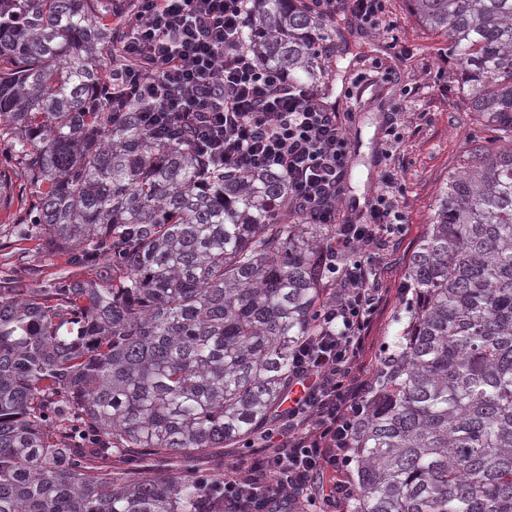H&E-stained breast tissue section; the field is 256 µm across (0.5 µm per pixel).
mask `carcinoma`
I'll return each mask as SVG.
<instances>
[{
  "mask_svg": "<svg viewBox=\"0 0 512 512\" xmlns=\"http://www.w3.org/2000/svg\"><path fill=\"white\" fill-rule=\"evenodd\" d=\"M408 5L508 143L467 154L411 254L352 512H512V0ZM247 9L261 65L321 78L301 0ZM120 42L112 0H0V181L30 197L10 233L101 270L0 284V512H199L194 462L265 424L324 302L329 228L288 223L284 176L112 121Z\"/></svg>",
  "mask_w": 512,
  "mask_h": 512,
  "instance_id": "obj_1",
  "label": "carcinoma"
}]
</instances>
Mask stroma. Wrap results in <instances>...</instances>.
Here are the masks:
<instances>
[{"label":"stroma","mask_w":512,"mask_h":512,"mask_svg":"<svg viewBox=\"0 0 512 512\" xmlns=\"http://www.w3.org/2000/svg\"><path fill=\"white\" fill-rule=\"evenodd\" d=\"M387 8L398 24L396 45L386 33L356 28L342 13L323 26L322 86L350 146L337 220L357 219L387 166H395L404 188L399 202L404 228L383 252L386 285L395 289L432 222L449 172L471 148L491 145L494 134L468 110L456 64L446 59L447 37L423 28L406 0H389ZM405 45L413 56L403 55ZM394 126L404 131L402 143L390 134ZM19 269L45 280L67 271V257L39 241L1 235L0 276Z\"/></svg>","instance_id":"obj_1"}]
</instances>
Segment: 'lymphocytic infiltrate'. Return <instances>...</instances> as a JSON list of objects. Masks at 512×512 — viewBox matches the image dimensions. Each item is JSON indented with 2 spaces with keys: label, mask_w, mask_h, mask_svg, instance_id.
I'll return each mask as SVG.
<instances>
[{
  "label": "lymphocytic infiltrate",
  "mask_w": 512,
  "mask_h": 512,
  "mask_svg": "<svg viewBox=\"0 0 512 512\" xmlns=\"http://www.w3.org/2000/svg\"><path fill=\"white\" fill-rule=\"evenodd\" d=\"M248 0H113L126 20L131 63L113 69L107 107L139 106L161 138L187 128L194 150L219 168L281 173L289 206L336 230L322 250L327 284L313 335L293 354L284 404L252 449L218 473L224 512H348L355 495L349 444L374 381L364 368L368 331L387 302L379 252L400 223L401 185L385 170L382 189L358 223L336 221L349 147L336 113L309 82L260 66L241 42Z\"/></svg>",
  "instance_id": "f902f5d3"
}]
</instances>
